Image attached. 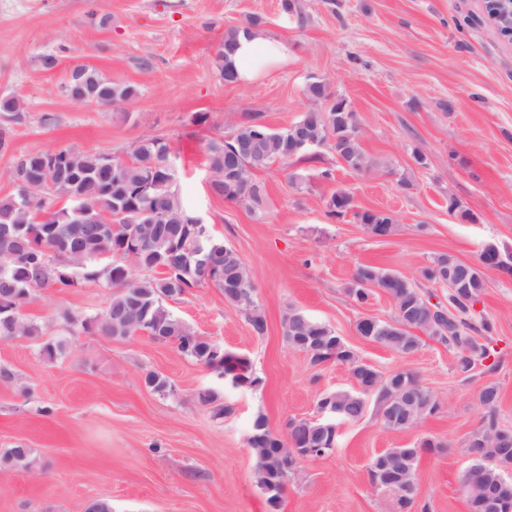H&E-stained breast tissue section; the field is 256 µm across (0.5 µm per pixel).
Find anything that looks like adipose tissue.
Listing matches in <instances>:
<instances>
[{"label":"adipose tissue","mask_w":512,"mask_h":512,"mask_svg":"<svg viewBox=\"0 0 512 512\" xmlns=\"http://www.w3.org/2000/svg\"><path fill=\"white\" fill-rule=\"evenodd\" d=\"M289 55L287 43L267 37L258 31L239 35L230 63L238 81L251 82L285 62Z\"/></svg>","instance_id":"adipose-tissue-1"}]
</instances>
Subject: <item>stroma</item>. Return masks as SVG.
<instances>
[{
  "instance_id": "stroma-1",
  "label": "stroma",
  "mask_w": 512,
  "mask_h": 512,
  "mask_svg": "<svg viewBox=\"0 0 512 512\" xmlns=\"http://www.w3.org/2000/svg\"><path fill=\"white\" fill-rule=\"evenodd\" d=\"M296 3L289 15L281 0H0V98L24 103L0 151V197L14 190L21 154L123 157L140 137H160L187 208L240 254L267 320L265 335H255L210 283L167 303L198 336L249 359L260 384L236 388L148 334L114 339L64 320L101 315L113 294L103 284L34 290L23 312L40 335L0 342V454L31 450L27 469L0 461V512H85L100 498L112 512H397L392 496L372 487L368 463L427 438L448 451L422 455L410 512H469L461 476L473 463L467 439L482 422L484 383L499 385L497 417L512 427V276L484 271L477 309L496 325V368L478 367L468 381L429 336L407 356L359 336V318L392 319L393 303L379 292L360 307L345 289L361 263L415 277L441 252L468 263L489 243L512 252V44L488 23L483 0ZM102 14L108 25H99ZM250 15L290 54L255 81L224 83L215 49ZM47 55L58 59L50 70ZM77 65L136 87L137 97L122 109L71 101L62 87ZM312 77L348 101L376 167H338L324 148L318 160L259 171L261 211L215 196L206 143L244 110L274 129L292 124L310 107L303 89ZM328 167L330 180L320 175ZM291 171L299 184L289 183ZM340 187L357 209L392 211L397 232L378 239L353 214L329 217L326 202ZM452 198L469 218L449 213ZM291 308L331 327L380 372H415L443 406L406 431L383 430L370 414L344 424L332 452L297 462L273 509L247 442L253 420L264 416L281 435L289 420L318 419L322 394L356 387L346 365L311 366L288 345L282 318ZM57 342L62 351L48 359L43 345ZM150 371L168 379L169 393L145 385ZM203 390L231 414L201 405Z\"/></svg>"
}]
</instances>
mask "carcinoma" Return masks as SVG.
<instances>
[{"label":"carcinoma","mask_w":512,"mask_h":512,"mask_svg":"<svg viewBox=\"0 0 512 512\" xmlns=\"http://www.w3.org/2000/svg\"><path fill=\"white\" fill-rule=\"evenodd\" d=\"M263 25L259 16L229 29L218 45L215 63L226 83L235 82L228 56L237 35ZM82 71L80 94L86 102L110 104L120 108L136 96L134 87L114 82L96 70L78 65ZM314 111L305 125L299 122L271 130L258 122V115L242 111L234 118V138L212 139L206 146L210 190L253 211L265 196L264 184L255 173L274 162L288 163L295 158L291 143L305 133L323 141L336 158V165L362 172L372 165L362 147V131L356 113L347 100L328 93L324 80L313 78L304 87ZM24 103L16 98L0 99V113L9 120L20 119ZM170 147L159 137L143 136L129 151L125 163L112 164L109 153H87L66 148L29 153L18 157L11 170L14 192L0 198V336H36L38 327L22 313L37 288H70L81 278L101 282L116 289L105 311L92 319L67 316L71 324L94 329L106 336L127 338L137 330L148 332L154 340L176 345L178 351L207 369L214 367L213 343L195 333L176 317L165 301L176 299L203 283L205 267L222 263V276L212 278L222 289L224 300L239 309L256 335L266 332V319L258 304L242 302L236 287H254L251 272L239 255L224 256L221 239L208 240L194 215L185 207L175 184L170 165ZM331 217L354 212L363 224H391L397 219L374 209L354 211L353 196L338 189L326 202ZM466 267L459 286L450 288L446 302L431 303L426 284H440L433 273L453 272ZM158 272L159 276L139 278L133 270ZM391 271L370 264L356 267L347 296L358 305L368 303L375 288L391 298L395 315L390 321L373 319L357 322L356 331L366 340L379 343L404 356L421 345L422 332L448 346L455 354V369L463 379L474 376L477 366L492 355L495 325L486 317H476L475 305L481 302L485 281L481 266L464 265L450 252L435 255L420 270V276L387 279ZM283 336L288 345L305 354L311 366L327 356L349 367L352 377L370 389L331 392L335 407L348 422L361 420L368 412L367 397L373 398L374 417L387 431H401L424 422L431 409L442 407L440 398L419 377L407 370L381 373L363 362L355 350L328 325L290 309L282 319ZM224 372L235 375L242 386L258 382L249 361L230 355L222 361ZM500 390L494 383L480 391L485 409L482 425L468 439L470 452L478 450L485 434L506 429L497 417ZM288 428L298 448L311 445L310 458L318 459L333 451L322 420L292 419ZM448 444L427 439L416 446L388 448L373 456L369 467L395 462L392 477L401 474L411 484L408 496L397 499L400 512H408L418 492V464L425 453H443ZM254 470L270 507L282 497V484L288 480L284 463L295 452L281 443L266 440L250 443ZM29 449L10 448L4 461L28 466ZM512 469V454L478 459L462 475L467 485L479 479L491 489Z\"/></svg>","instance_id":"carcinoma-1"}]
</instances>
